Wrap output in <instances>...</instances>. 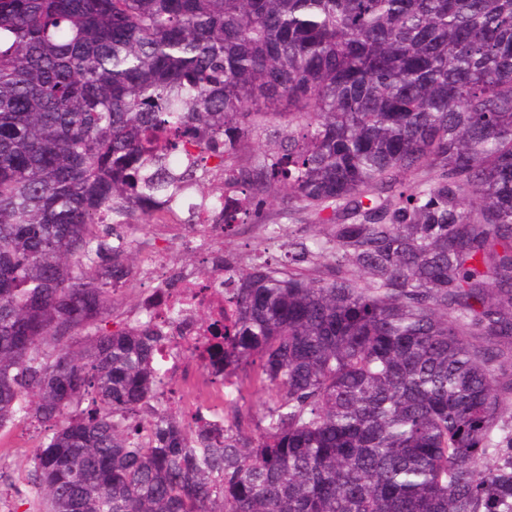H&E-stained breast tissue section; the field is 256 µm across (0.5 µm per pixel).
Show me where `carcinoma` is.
<instances>
[{
  "mask_svg": "<svg viewBox=\"0 0 512 512\" xmlns=\"http://www.w3.org/2000/svg\"><path fill=\"white\" fill-rule=\"evenodd\" d=\"M213 159L200 207L302 202L300 255L371 276L229 271L204 384L254 365L256 438L141 418L172 336L98 323L134 265L100 212L158 224ZM471 326L512 335V0H0V427L50 430L48 512H512Z\"/></svg>",
  "mask_w": 512,
  "mask_h": 512,
  "instance_id": "obj_1",
  "label": "carcinoma"
}]
</instances>
